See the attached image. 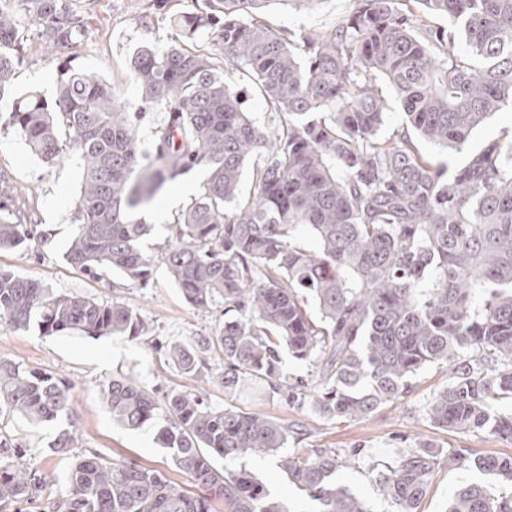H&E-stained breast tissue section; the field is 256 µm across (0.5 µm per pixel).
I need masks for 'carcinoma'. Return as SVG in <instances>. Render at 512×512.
I'll return each instance as SVG.
<instances>
[{"label": "carcinoma", "mask_w": 512, "mask_h": 512, "mask_svg": "<svg viewBox=\"0 0 512 512\" xmlns=\"http://www.w3.org/2000/svg\"><path fill=\"white\" fill-rule=\"evenodd\" d=\"M202 2L174 15L183 43L162 54L144 48L133 59L144 102L167 113L152 154L140 153L117 91L94 74L68 73L52 107L38 95L12 105V124L33 153L54 161L70 148L83 166L68 264L145 286L158 259L186 301L202 309L220 301L226 315L217 335L165 348L188 376L206 369L207 352H222L224 406L191 392L160 400L131 376L104 389L112 418L129 430L164 416L157 439L204 493L135 462L90 454L74 458L69 490L49 512H215L216 498L224 512H287L251 473L214 464L272 454L288 441L287 424L245 412L233 398L244 382L287 385L285 352L319 364V381L291 398L338 421L369 417L408 393L420 370L444 365L448 386L428 402L430 423L512 442V413H491L512 398V139L490 141L450 168L424 156L405 130L378 137L388 90L406 127L457 153L490 116L512 108V0H353L330 28L296 40L264 21L271 0ZM438 17L457 30L436 26ZM28 21L47 47L81 33L69 0H0V100ZM201 35L218 52L186 48ZM234 70L251 76L284 123L271 130L250 118L225 79ZM248 166L255 190L243 196ZM195 168L205 171L201 191L156 259L141 248L152 225L136 214ZM302 228L317 249L295 242ZM35 240L46 241L47 232L13 219L0 202V250ZM0 319L23 330L34 323L44 336L148 334L142 316L121 302L57 294L2 269ZM69 410L65 382L0 358V413L42 423ZM74 444L73 431L62 428L52 450L65 455ZM28 451L0 439V512H21L18 505L42 495L43 476L22 463ZM465 460L428 445L398 450L379 476L380 493L393 512H417L431 473ZM351 463L339 451L306 448L279 457L278 467L319 512H370L336 480ZM471 463L512 489V457ZM448 512H512V492L462 486Z\"/></svg>", "instance_id": "cac0c4a2"}]
</instances>
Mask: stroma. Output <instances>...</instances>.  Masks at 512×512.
<instances>
[{
    "mask_svg": "<svg viewBox=\"0 0 512 512\" xmlns=\"http://www.w3.org/2000/svg\"><path fill=\"white\" fill-rule=\"evenodd\" d=\"M83 31L75 43L54 50L43 47L37 35H28L15 65L13 92L35 93L54 100L64 70L86 71L112 84L123 110L141 113L140 149L153 151V133L166 115L146 109L131 71V61L142 48L158 52L176 41L171 17L195 10L194 0L158 8L156 0H71ZM350 0H319L314 8L296 0H271L265 19L280 33L293 37L311 28H325L347 14ZM10 102L0 103V198L11 204L22 223L36 224L50 234L45 244L34 243L18 250L0 251V268L42 280L55 292L77 294L99 302L118 300L137 309L148 325L147 336H88L80 333L45 336L37 328L18 330L0 320V357L28 369L49 372L70 386V412L52 423L32 424L22 418L0 415V434L26 440L30 451L26 466L36 469L46 481L38 506L47 512L52 501L66 494V473L74 456L96 453L114 462L134 461L165 474L185 489L191 480L175 467L168 449L162 448L155 428L131 431L113 421L102 397L112 379L134 376L158 394L175 391L202 392L210 404L224 403V390L212 383L213 374L224 369L220 354L208 360L210 376L194 378L179 373L163 357L160 346L173 339H198L215 335L224 325V307L197 309L188 304L166 267L156 264L148 286L127 282L116 274L93 279L73 269L65 260L76 222L82 168L75 154L54 162L34 155L10 122ZM204 181L193 169L170 183L158 202L147 207L155 226L145 248L157 254L172 236L171 226L180 209L198 195ZM448 384V370L436 365L421 370L412 380L411 391L362 420L336 422L289 401L287 392L268 387L245 386L237 395L244 411L261 413L288 423L292 434L286 452L297 448H332L355 453L354 464L336 474L339 483L361 498L370 512H392L381 496L376 464L389 461L396 449L425 443L444 455L466 450L469 458L484 455L512 456V443L484 431L459 434L435 428L426 415L433 394ZM71 429L75 446L68 455L53 453L51 444L59 429ZM274 455L245 460L216 459L218 468L251 471L264 489L281 499L289 512H318L319 504L290 483L277 466ZM477 484L498 494L502 484L469 463L455 468L439 466L432 474L418 512H448L454 492L463 485Z\"/></svg>",
    "mask_w": 512,
    "mask_h": 512,
    "instance_id": "35a3bbf8",
    "label": "stroma"
}]
</instances>
